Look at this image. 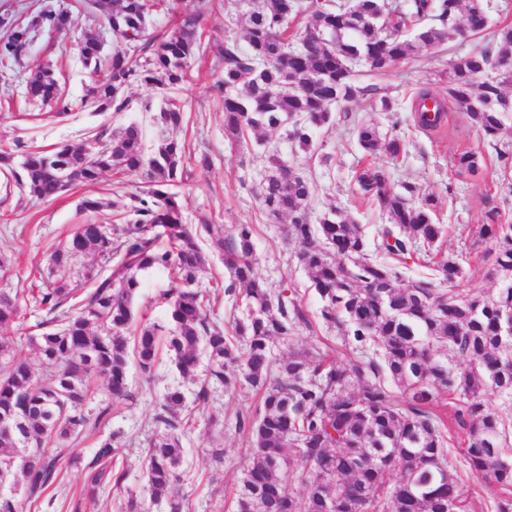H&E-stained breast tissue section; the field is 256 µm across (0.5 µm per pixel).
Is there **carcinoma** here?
Instances as JSON below:
<instances>
[{
	"mask_svg": "<svg viewBox=\"0 0 512 512\" xmlns=\"http://www.w3.org/2000/svg\"><path fill=\"white\" fill-rule=\"evenodd\" d=\"M167 0H83L82 7L112 21V54L102 55L90 35L80 47L84 67L104 65L109 77L85 90L94 111H122V92L134 82L160 89L181 84L196 59L212 57L222 66L213 90L224 99V132L236 140L245 133L282 129L292 145L307 152L315 131L330 123L329 106L377 92L353 82L356 66L384 75L434 44L487 27L482 0H245L246 9L227 18L226 27L243 24L247 48L231 35L204 43L198 35L204 14L199 0H173L172 32L146 35L144 22ZM465 24H454L458 13ZM304 18L292 32L289 21ZM435 16L448 29L423 26ZM69 12L40 10L0 36V69L19 65L35 36L53 33ZM512 28L502 29L491 51L457 58L448 72L446 94L419 92L412 102L416 125L433 131L444 122L447 104L466 114L483 131L498 160L512 159L503 113L512 112ZM25 97L33 111L70 109L58 78L49 67L31 72ZM157 119L176 129L183 122L174 102ZM364 152L383 151L393 159L406 152L397 137L381 136L374 125L357 128ZM482 151L465 149L451 160L457 174L476 173ZM267 173L260 195L271 219L288 218L286 237L321 299L320 318L335 328L359 356L342 366L317 344L276 358L275 340L312 328L296 290L275 291L255 272L254 225L236 224L224 236L219 224H185L174 186L188 180L185 145L175 138L146 154L141 129L130 123L108 140L96 136L80 144L60 143L47 151L0 153V167L31 196L49 202L64 192L67 175L92 186L106 172L140 177L143 190L108 201L93 195L80 208L94 213L110 207L127 224L122 240L98 224H80L67 244L52 252L56 267L73 257L103 260L81 273L86 288L58 282L39 289L35 303L45 317L36 323L35 348L46 373L35 375L16 360L0 367V469L21 487L26 501L41 504L56 483L59 464H84L90 488L122 484L125 472L114 464L120 436L102 435L114 404L131 397L129 360L149 380L161 351L184 380L199 383L196 401L211 388L249 386L259 393L253 411L239 412L235 431L252 448L233 501V512H465L449 469L448 433L465 434L463 453L473 473L499 491L496 512H512V456L506 421L485 403L494 390L512 397V283L491 296L460 292V261L432 252L445 232L438 198L405 183L396 190L380 168L356 176V191L377 206L388 223L374 242L354 219L333 213L314 223L309 202L313 184L281 159L266 154ZM479 234L494 245L483 259L512 280V224L487 212ZM215 237L223 250L229 281L224 293L245 303L229 330L209 321L219 294L197 286L208 264L200 241ZM431 258L434 277L407 281L403 268L419 253ZM172 273V286L159 296L168 309L169 327L139 321L135 299L140 274L152 269ZM71 312L62 326L55 312ZM19 318L15 297L0 292V328ZM444 350L445 360L435 351ZM205 370H200L202 360ZM399 389L388 390L383 374ZM103 377L109 401L86 407L94 380ZM446 399L453 414L445 421L433 410ZM158 434L147 449L146 491L169 512H190L179 493L182 437L194 424L184 392L172 388L153 415ZM95 437L92 458L79 451Z\"/></svg>",
	"mask_w": 512,
	"mask_h": 512,
	"instance_id": "1",
	"label": "carcinoma"
}]
</instances>
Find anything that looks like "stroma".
I'll return each mask as SVG.
<instances>
[{"mask_svg": "<svg viewBox=\"0 0 512 512\" xmlns=\"http://www.w3.org/2000/svg\"><path fill=\"white\" fill-rule=\"evenodd\" d=\"M489 14L490 25L479 36L429 47L418 60L402 64L384 76L357 70L353 76L355 83L377 84L384 95L395 101V111H380L368 97L337 102L330 107L332 123L317 131L314 150L304 152L279 132L268 134L262 148L250 133L243 144H231L224 136L223 102L212 90L218 72L210 59L193 61L187 79L166 93L132 83L124 91L128 101L124 111L100 113L83 107L81 98L86 87L104 80L106 72L86 69L79 61L78 42L86 36L98 35L101 24L98 17L76 11L72 14L70 35L53 40L37 35L22 60V71L26 73L46 62L54 66L71 110L59 116L29 117L17 74H0V152L16 153L21 144L30 150H45L62 142L79 143L98 134L111 135L132 122L140 125L146 149H153L169 136L181 140L187 154L196 161L190 180L176 189L185 223L206 221L224 225L228 230L236 224L254 225L258 276L272 289H297L313 314L320 309V298L296 258L294 243L285 238L283 223L268 218L259 197L265 175V152L277 150L300 175L315 183L311 218L338 210L361 224L370 240L376 238L387 217L357 197L354 180L365 167H380L389 173L393 184L413 183L438 197L441 222L446 229L440 249L457 255L466 269L460 288L489 296L504 287L505 281L491 273L489 264L482 260L486 244L479 241L478 230L485 224V213L493 204L499 207L503 222L512 224V168L506 170V176H499L503 167L495 152L488 149L481 131L456 108H449L444 126L433 132L416 128L411 111V102L420 90L444 93L455 57L492 46L498 30L512 26V0H491ZM167 97L184 107L185 122L174 132L157 124L152 112L143 109L148 101L154 109L161 108ZM362 123L378 125L381 134L405 140V155L397 159L385 154L367 156L356 137V128ZM470 147L483 149L485 170L455 175L449 164L451 157ZM204 154L210 159V167L198 164ZM138 184V177L108 173L95 186L78 184L56 200L41 202L17 187L11 173L0 170V290L17 294L20 307L19 319L0 329V334L12 337L15 358L26 360L35 373L44 370L31 343L38 333L36 324L42 313L32 302L31 289L58 280L76 282L79 271L95 262L93 256H80L70 266L54 268L48 263L50 254L76 225L92 218L79 210L82 197H125L137 192ZM92 219L107 225L113 238H123L126 233V224L117 220L114 210H104ZM169 285L166 271L142 274L135 300L139 321L166 324L167 311L157 295ZM318 340L331 345V355L338 363L347 365L353 361L352 351L337 330L319 321L313 330H301L290 336L288 342L274 344L273 354L279 357ZM172 387L181 388L187 406L195 407L198 415L194 428L183 439L180 489L189 499L191 512H228L251 455L235 431V416L237 412L254 409L258 398L245 386L229 391L217 388L207 404L196 405L197 383L182 380L165 358L159 361L148 382L142 379L138 368H131L132 397L120 402L112 414L109 429L121 436L118 464L127 473L123 484H102L92 490L83 467L68 466L55 490L58 503L68 499L79 501L78 512H126L128 501L134 499L147 512H165L164 504L150 503L144 493L145 467L148 443L157 433L152 421L155 406ZM216 448L224 451L223 464H216L212 458ZM448 459L463 495L479 500L482 512H495L496 494L481 486L469 469L463 455L462 434H453L449 440Z\"/></svg>", "mask_w": 512, "mask_h": 512, "instance_id": "stroma-1", "label": "stroma"}]
</instances>
